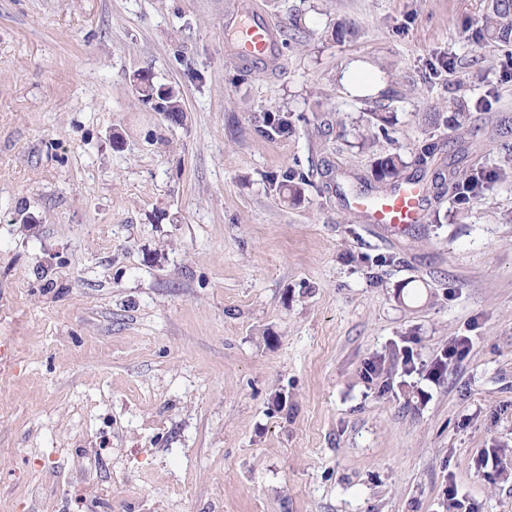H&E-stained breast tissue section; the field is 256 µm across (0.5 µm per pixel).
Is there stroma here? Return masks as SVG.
I'll list each match as a JSON object with an SVG mask.
<instances>
[{"label":"stroma","instance_id":"35a3bbf8","mask_svg":"<svg viewBox=\"0 0 512 512\" xmlns=\"http://www.w3.org/2000/svg\"><path fill=\"white\" fill-rule=\"evenodd\" d=\"M234 1L277 29L274 68L232 60ZM495 2L0 0V512H86L88 480L103 512H512ZM459 104L473 134L434 123ZM280 109L293 132L258 133ZM389 153L426 192L401 231L338 197ZM289 168L297 203L265 180ZM453 170L479 192L435 193ZM163 85H149L142 87L138 92L141 94L143 100L146 102H153L151 99L156 97V104L154 109L157 112H162L170 123L180 124L184 118V111L178 93L172 88L167 87L160 90ZM256 130L267 138L282 136L292 131L295 126L293 115L287 110L263 112L254 117Z\"/></svg>","mask_w":512,"mask_h":512}]
</instances>
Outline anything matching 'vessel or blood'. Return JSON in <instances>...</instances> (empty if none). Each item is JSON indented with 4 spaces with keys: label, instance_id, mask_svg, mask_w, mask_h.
Returning <instances> with one entry per match:
<instances>
[{
    "label": "vessel or blood",
    "instance_id": "obj_1",
    "mask_svg": "<svg viewBox=\"0 0 512 512\" xmlns=\"http://www.w3.org/2000/svg\"><path fill=\"white\" fill-rule=\"evenodd\" d=\"M237 44L234 59L242 64L272 60V49L277 41L274 27L265 19L237 24ZM425 195L419 186L401 185L379 198H363L357 207L375 224H386L401 229L419 223Z\"/></svg>",
    "mask_w": 512,
    "mask_h": 512
}]
</instances>
